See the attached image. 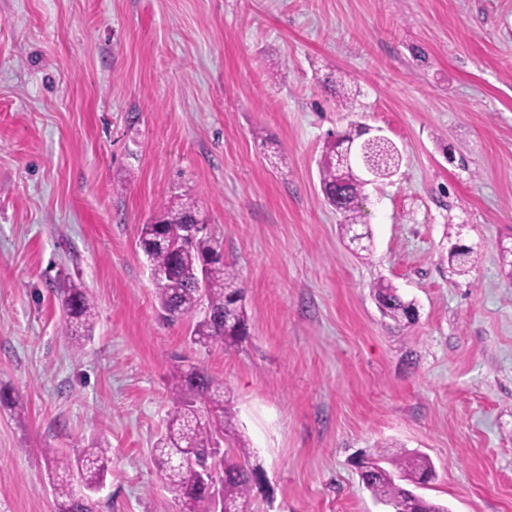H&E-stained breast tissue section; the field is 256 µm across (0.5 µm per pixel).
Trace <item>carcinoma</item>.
<instances>
[{
  "instance_id": "obj_1",
  "label": "carcinoma",
  "mask_w": 512,
  "mask_h": 512,
  "mask_svg": "<svg viewBox=\"0 0 512 512\" xmlns=\"http://www.w3.org/2000/svg\"><path fill=\"white\" fill-rule=\"evenodd\" d=\"M320 187L328 204L340 202V229L344 238L365 250L371 239L364 225L360 203L365 183L340 175L336 142L327 143L318 162ZM200 214L195 197L183 194L163 206L141 225L139 248L148 264L165 271L152 278L154 292L164 317L172 322L196 319L190 339L196 345H235L246 332L244 289L236 269L224 263L221 244L211 232L188 247L177 244L178 220ZM478 259L473 248L450 252V262L461 275L469 274ZM62 321L60 335L79 352L90 339L96 305L88 289L73 280H62L56 290ZM373 296L386 302L382 316L396 324L414 320L413 301L406 300L389 283L374 286ZM179 388L172 392L171 411L165 431L152 448L168 489L180 512H248L255 480L260 473L251 464L249 448L239 440L226 450L221 441L235 436V413L224 404V387L205 371L191 364L179 371ZM53 471L55 512H97L95 495L103 488L109 464V448L98 444L72 459L55 448L44 449ZM363 485L392 512H447L441 505L415 496L411 486L429 482L435 470L419 453L400 450L390 455L370 452L355 461ZM79 474L83 492L74 490Z\"/></svg>"
}]
</instances>
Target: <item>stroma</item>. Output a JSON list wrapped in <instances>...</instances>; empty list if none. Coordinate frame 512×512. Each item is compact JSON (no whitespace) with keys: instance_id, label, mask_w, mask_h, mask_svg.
<instances>
[{"instance_id":"obj_1","label":"stroma","mask_w":512,"mask_h":512,"mask_svg":"<svg viewBox=\"0 0 512 512\" xmlns=\"http://www.w3.org/2000/svg\"><path fill=\"white\" fill-rule=\"evenodd\" d=\"M358 125L402 154L365 188L362 252L318 176ZM181 193L245 290L230 349L165 320L139 248ZM504 247L512 0H0V387L25 408L0 407V512H55L45 449L100 441V512H178L152 448L190 363L265 474L250 512H386L353 464L385 442L431 459L421 493L448 512H512ZM63 279L98 307L79 353L58 332ZM380 281L415 322L382 318Z\"/></svg>"}]
</instances>
